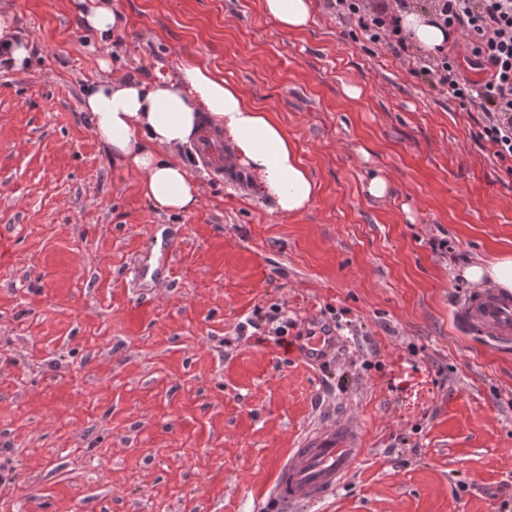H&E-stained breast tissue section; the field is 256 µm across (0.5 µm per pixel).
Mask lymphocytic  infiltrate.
Returning a JSON list of instances; mask_svg holds the SVG:
<instances>
[{
    "label": "lymphocytic infiltrate",
    "mask_w": 512,
    "mask_h": 512,
    "mask_svg": "<svg viewBox=\"0 0 512 512\" xmlns=\"http://www.w3.org/2000/svg\"><path fill=\"white\" fill-rule=\"evenodd\" d=\"M436 20L470 42L480 80L464 75L459 44L438 51L422 70L446 88L460 106L479 107L485 115L483 135L497 157L512 159V0H433ZM366 0H336L339 17L355 21L368 42L398 53L407 37L387 5L367 9Z\"/></svg>",
    "instance_id": "lymphocytic-infiltrate-1"
}]
</instances>
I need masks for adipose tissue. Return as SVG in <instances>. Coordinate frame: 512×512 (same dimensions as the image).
<instances>
[{"label":"adipose tissue","instance_id":"adipose-tissue-1","mask_svg":"<svg viewBox=\"0 0 512 512\" xmlns=\"http://www.w3.org/2000/svg\"><path fill=\"white\" fill-rule=\"evenodd\" d=\"M263 7L289 31L313 21L312 0H263ZM399 24L425 50L450 39L426 11H406ZM82 108L113 160L142 174L144 194L157 209L190 213L197 208V187L178 154L206 126L232 142L282 213H300L315 197L317 187L284 129L220 74L189 66L162 83L97 81L86 87Z\"/></svg>","mask_w":512,"mask_h":512}]
</instances>
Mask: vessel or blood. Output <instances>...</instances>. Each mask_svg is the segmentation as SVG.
<instances>
[{"label": "vessel or blood", "instance_id": "obj_1", "mask_svg": "<svg viewBox=\"0 0 512 512\" xmlns=\"http://www.w3.org/2000/svg\"><path fill=\"white\" fill-rule=\"evenodd\" d=\"M155 248L159 263L141 267L138 273L146 283L167 276L162 259L176 252L177 242L162 232L155 237ZM455 319L462 330L482 336L501 349L512 348V293L489 289L466 295L456 302ZM335 349V334L315 324L300 344V355L307 364L318 366ZM363 453L357 433L343 424L327 425L308 436L278 467L264 504L266 512H295L301 504L326 499L347 481Z\"/></svg>", "mask_w": 512, "mask_h": 512}]
</instances>
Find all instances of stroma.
<instances>
[{
    "mask_svg": "<svg viewBox=\"0 0 512 512\" xmlns=\"http://www.w3.org/2000/svg\"><path fill=\"white\" fill-rule=\"evenodd\" d=\"M111 3L125 26L107 50L92 0H0L29 51L0 72V512H254L331 423L366 452L306 512H512V349L453 319L466 267L512 254V160L480 112L430 82L426 52L351 38L331 0L297 32L262 0ZM186 66L282 125L317 186L306 210L188 147L200 205L159 211L113 161L84 87ZM157 227L178 249L140 288ZM316 320L336 328L320 367L297 351Z\"/></svg>",
    "mask_w": 512,
    "mask_h": 512,
    "instance_id": "obj_1",
    "label": "stroma"
}]
</instances>
